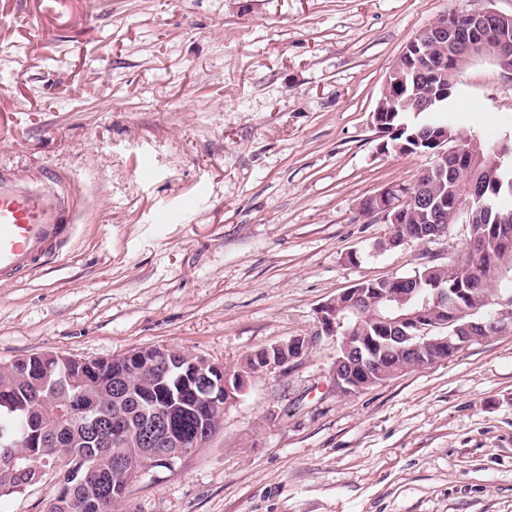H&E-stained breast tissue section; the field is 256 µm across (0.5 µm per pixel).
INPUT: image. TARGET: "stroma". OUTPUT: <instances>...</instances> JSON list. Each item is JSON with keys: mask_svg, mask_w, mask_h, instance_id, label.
I'll use <instances>...</instances> for the list:
<instances>
[{"mask_svg": "<svg viewBox=\"0 0 512 512\" xmlns=\"http://www.w3.org/2000/svg\"><path fill=\"white\" fill-rule=\"evenodd\" d=\"M512 0H0V165L72 170L90 216L64 255L0 284V363L149 346L237 366L316 342L255 379L208 447L138 474L114 512H512V333L369 389L336 391L319 307L460 259L465 225L395 248L360 204L428 156L370 125L419 30ZM458 127L512 133V78L457 76ZM47 472L0 498L46 512Z\"/></svg>", "mask_w": 512, "mask_h": 512, "instance_id": "35a3bbf8", "label": "stroma"}]
</instances>
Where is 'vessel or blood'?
<instances>
[{
	"label": "vessel or blood",
	"instance_id": "1",
	"mask_svg": "<svg viewBox=\"0 0 512 512\" xmlns=\"http://www.w3.org/2000/svg\"><path fill=\"white\" fill-rule=\"evenodd\" d=\"M89 210L90 198L71 171L46 166L19 175L0 168V282L58 256Z\"/></svg>",
	"mask_w": 512,
	"mask_h": 512
}]
</instances>
